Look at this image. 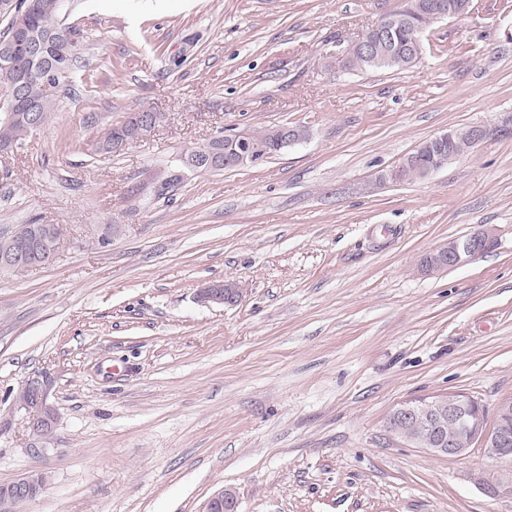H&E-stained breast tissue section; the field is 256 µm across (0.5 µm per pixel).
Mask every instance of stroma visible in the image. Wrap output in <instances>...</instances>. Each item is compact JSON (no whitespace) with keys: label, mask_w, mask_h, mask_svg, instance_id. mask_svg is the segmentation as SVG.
I'll list each match as a JSON object with an SVG mask.
<instances>
[{"label":"stroma","mask_w":512,"mask_h":512,"mask_svg":"<svg viewBox=\"0 0 512 512\" xmlns=\"http://www.w3.org/2000/svg\"><path fill=\"white\" fill-rule=\"evenodd\" d=\"M402 5L75 0L70 81L0 157V226L61 232L51 265L0 277V484L46 475L18 512H203L223 489L238 512H512L473 480L496 468L481 450L437 457L385 430L413 400H512V0L433 24L407 69L346 68ZM142 108L164 121L92 156ZM270 125L310 136L143 191L187 148ZM470 127L484 139L428 178L385 180ZM486 227L495 248L420 270ZM222 280L245 283L239 305L197 301ZM32 379L46 439L18 399ZM27 386L34 392L36 403L31 406L26 405L32 412L30 428H52L54 417L51 412L52 409L47 405V398L42 384L38 380L32 379L28 381Z\"/></svg>","instance_id":"obj_1"}]
</instances>
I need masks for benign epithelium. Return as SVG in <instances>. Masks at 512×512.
<instances>
[{"label": "benign epithelium", "instance_id": "1", "mask_svg": "<svg viewBox=\"0 0 512 512\" xmlns=\"http://www.w3.org/2000/svg\"><path fill=\"white\" fill-rule=\"evenodd\" d=\"M402 15L383 17L369 27L353 44L352 49L359 50L364 57L370 56V35L384 32L401 21ZM44 37L37 36L25 28L17 27L4 39L1 49L11 55H21L27 60H35L40 55ZM495 246L492 231L485 229L474 232L464 238L453 239L438 251L447 259V269L465 265ZM23 256L18 251L6 246L0 249V272L9 273ZM243 285L235 281L214 283L199 289L198 299L205 304L235 306L241 302ZM27 386L34 392L35 404L29 406L32 412L30 428H50L53 414L46 402L42 384L32 379ZM442 421L448 420L451 431L448 435L437 434L422 441L407 440L411 446L438 456L454 458L469 453L474 448L481 449L489 458L500 463L499 468L485 477L478 475V480L487 492L495 497L512 499V401L498 405L494 424H489L483 405L467 393L459 392L448 398H431L409 401L396 408L386 422L387 432L396 437L400 435L399 421L410 419L424 422L431 417ZM45 482V476L39 471L22 474L7 484H0V512H11L13 502L18 497L33 499ZM205 512H237V499L230 490H222L207 503Z\"/></svg>", "mask_w": 512, "mask_h": 512}]
</instances>
